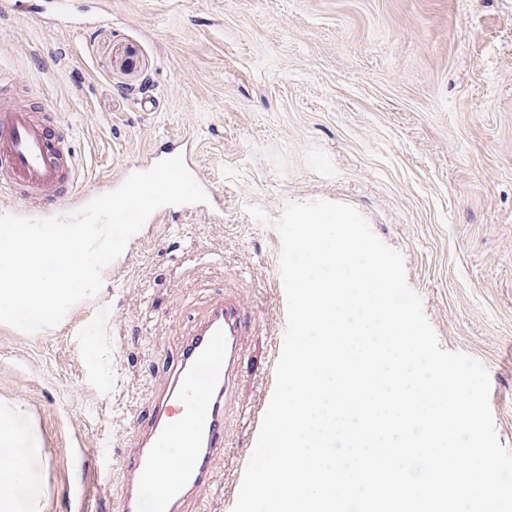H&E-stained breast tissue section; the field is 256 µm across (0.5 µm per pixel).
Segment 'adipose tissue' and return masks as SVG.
Returning a JSON list of instances; mask_svg holds the SVG:
<instances>
[{"label": "adipose tissue", "mask_w": 512, "mask_h": 512, "mask_svg": "<svg viewBox=\"0 0 512 512\" xmlns=\"http://www.w3.org/2000/svg\"><path fill=\"white\" fill-rule=\"evenodd\" d=\"M0 416V512H32L36 486L22 463L23 441Z\"/></svg>", "instance_id": "1"}]
</instances>
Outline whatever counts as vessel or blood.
Listing matches in <instances>:
<instances>
[{
  "instance_id": "obj_1",
  "label": "vessel or blood",
  "mask_w": 512,
  "mask_h": 512,
  "mask_svg": "<svg viewBox=\"0 0 512 512\" xmlns=\"http://www.w3.org/2000/svg\"><path fill=\"white\" fill-rule=\"evenodd\" d=\"M171 153L182 156L208 201L200 207H162L150 223L199 209L221 212L219 194L199 172L193 141H178ZM77 168L64 139L37 113L0 105V187L21 194L31 214L56 216L78 189ZM249 323L244 303L227 296L215 301L196 327L154 398L155 411L136 452L124 464L126 492L118 512H184L186 502L208 487L213 463L224 450V406L242 371ZM165 463L180 477L160 488L153 475Z\"/></svg>"
}]
</instances>
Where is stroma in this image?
<instances>
[{
    "mask_svg": "<svg viewBox=\"0 0 512 512\" xmlns=\"http://www.w3.org/2000/svg\"><path fill=\"white\" fill-rule=\"evenodd\" d=\"M53 0L0 11V100L52 113L79 185L188 136L220 214L147 224L55 328L0 323V411L29 441L35 512H115L153 396L215 297L253 317L224 452L186 512H233L236 472L283 345L289 202L353 206L397 249L442 349L490 378L512 450V0Z\"/></svg>",
    "mask_w": 512,
    "mask_h": 512,
    "instance_id": "obj_1",
    "label": "stroma"
}]
</instances>
